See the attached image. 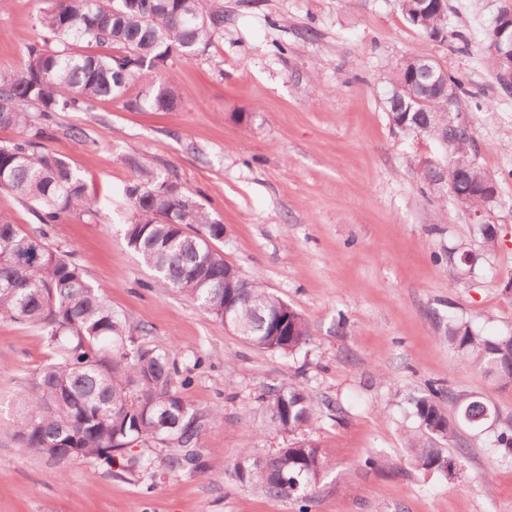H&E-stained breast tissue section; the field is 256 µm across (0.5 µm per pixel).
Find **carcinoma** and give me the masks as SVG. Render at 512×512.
<instances>
[{
    "label": "carcinoma",
    "instance_id": "obj_1",
    "mask_svg": "<svg viewBox=\"0 0 512 512\" xmlns=\"http://www.w3.org/2000/svg\"><path fill=\"white\" fill-rule=\"evenodd\" d=\"M404 19L433 38H447L448 0L435 7L422 0H399ZM45 46L32 47L23 67L0 71V126L21 130V140L0 147V188L37 205L42 224L86 212L90 201L83 180L62 156L38 150L50 117L65 110H89L101 98L123 100L130 111L149 107L170 112L180 106L177 86L153 73L171 56L192 58L206 50L224 28V13L203 0H52L39 18ZM80 43L110 46L109 55L75 50ZM430 83L416 56L405 58L387 81L390 123L435 141L453 163L424 166L427 187L439 180L471 189L470 208L492 210L496 183L476 163L471 128L455 121L447 131L443 96L431 99V113L405 112L396 91L406 82ZM142 91L129 95L131 86ZM135 177L123 187L127 204L124 236L154 272L157 283L183 294L204 312L224 319V308L249 333L242 339L267 351L292 354L311 338L305 317L255 279L242 274L213 248L224 225L180 180L157 172L140 157L128 158ZM195 224V233L184 225ZM0 320L37 329L53 350L16 398L20 415L12 437L23 448L50 459L81 457L122 472L149 473L153 459L132 453L138 445L164 446L171 473L207 467L198 450L210 421L221 419L186 401L178 387L191 383L177 354L127 334L126 317L112 311L103 290L90 284L67 255L49 247L41 234L27 233L0 214ZM448 344L468 367L501 386L512 385V334L489 337L468 321L448 320ZM265 414L281 433L294 434L315 416L314 401L300 383L271 385L260 396ZM418 433L409 437L411 465L451 476L461 466L466 442L459 428L497 420L478 397L449 396L434 384L413 398ZM453 441L457 454L437 446ZM502 457L512 456V428L495 435ZM329 468L324 449L305 440L265 456L244 449L229 475L272 499L305 501Z\"/></svg>",
    "mask_w": 512,
    "mask_h": 512
}]
</instances>
